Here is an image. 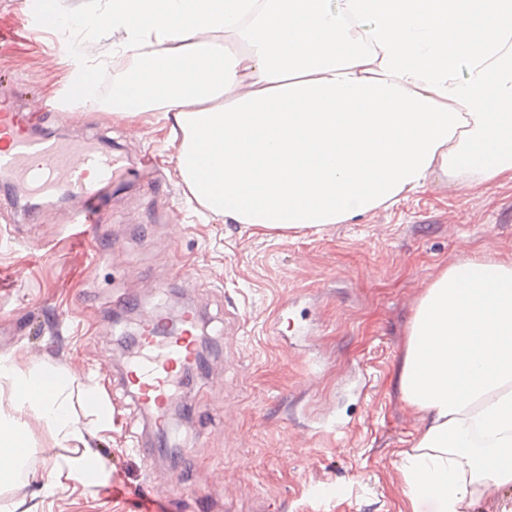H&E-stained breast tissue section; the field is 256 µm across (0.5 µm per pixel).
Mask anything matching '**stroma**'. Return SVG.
<instances>
[{"label": "stroma", "instance_id": "1", "mask_svg": "<svg viewBox=\"0 0 512 512\" xmlns=\"http://www.w3.org/2000/svg\"><path fill=\"white\" fill-rule=\"evenodd\" d=\"M0 18V91L26 104L71 81L73 44L30 34L22 0H0ZM97 102L46 114L43 131L123 154L129 171L105 189L98 223L71 227L61 197L21 211L0 185V352L71 379L83 445L108 479L47 492L73 450L30 413V456L0 512H412L400 453L419 419L395 383L408 323L459 258L512 260V185L435 179L355 224L269 233L200 218L174 162L180 135L149 112L109 113L111 92ZM121 296L138 301L137 322L194 310L214 341L206 373L180 389L190 413L170 422L172 459L150 455L155 431L120 381Z\"/></svg>", "mask_w": 512, "mask_h": 512}]
</instances>
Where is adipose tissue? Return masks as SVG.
Instances as JSON below:
<instances>
[{"mask_svg":"<svg viewBox=\"0 0 512 512\" xmlns=\"http://www.w3.org/2000/svg\"><path fill=\"white\" fill-rule=\"evenodd\" d=\"M83 23L132 60L113 114L180 128V174L225 223L354 224L435 178L512 183V0H105ZM0 380L17 410L82 442L68 381L3 354ZM396 383L420 417L400 459L413 512L512 489V262L467 256L438 274ZM19 429L0 419L4 481L29 453Z\"/></svg>","mask_w":512,"mask_h":512,"instance_id":"1","label":"adipose tissue"}]
</instances>
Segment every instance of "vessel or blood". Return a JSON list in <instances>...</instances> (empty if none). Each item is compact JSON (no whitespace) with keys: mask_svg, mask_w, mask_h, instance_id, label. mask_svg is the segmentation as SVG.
Returning <instances> with one entry per match:
<instances>
[{"mask_svg":"<svg viewBox=\"0 0 512 512\" xmlns=\"http://www.w3.org/2000/svg\"><path fill=\"white\" fill-rule=\"evenodd\" d=\"M40 120L39 113L20 110L12 98H0V174L31 198L68 195L74 202L71 223H97L96 188L121 172L120 157L100 154L88 142L65 143L34 131ZM196 327L197 319L191 312L185 314L183 328L175 335L167 334L155 315L141 325L139 353L128 366L125 385L156 430L165 429L175 381L196 355Z\"/></svg>","mask_w":512,"mask_h":512,"instance_id":"b4317fda","label":"vessel or blood"}]
</instances>
